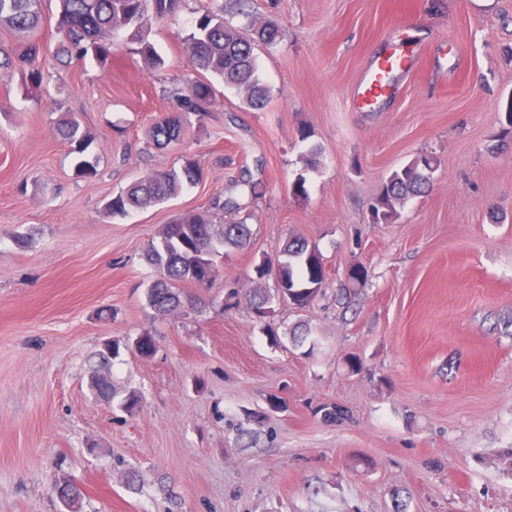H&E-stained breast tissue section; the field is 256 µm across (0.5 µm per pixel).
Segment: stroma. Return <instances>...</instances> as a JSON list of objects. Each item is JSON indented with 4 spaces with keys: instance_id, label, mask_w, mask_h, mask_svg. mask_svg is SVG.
Masks as SVG:
<instances>
[{
    "instance_id": "35a3bbf8",
    "label": "stroma",
    "mask_w": 512,
    "mask_h": 512,
    "mask_svg": "<svg viewBox=\"0 0 512 512\" xmlns=\"http://www.w3.org/2000/svg\"><path fill=\"white\" fill-rule=\"evenodd\" d=\"M206 2L153 22L157 71L123 31L106 66L60 63L58 0H43L41 90L0 79V512H62L61 475L83 512H512V149L497 146L512 0H251L281 33L258 53L267 105L218 87L204 122L159 148L150 129L191 75L184 39ZM405 33L415 54L398 98L354 107L364 69ZM67 112L95 178L74 174L56 131ZM421 153L438 160L429 190L370 223L384 179ZM188 155L200 185L105 213L113 193ZM244 166L257 194L236 184ZM220 193L249 213L250 245L224 256L214 287L183 285L197 309L157 315L148 247ZM293 236L320 250L326 292L277 305L274 346L249 310L252 266ZM354 264L369 277L346 296ZM145 332L156 353L121 350L116 393L97 399L103 343ZM334 403L347 419H323Z\"/></svg>"
}]
</instances>
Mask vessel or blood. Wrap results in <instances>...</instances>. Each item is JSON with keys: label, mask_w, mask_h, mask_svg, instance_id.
Wrapping results in <instances>:
<instances>
[{"label": "vessel or blood", "mask_w": 512, "mask_h": 512, "mask_svg": "<svg viewBox=\"0 0 512 512\" xmlns=\"http://www.w3.org/2000/svg\"><path fill=\"white\" fill-rule=\"evenodd\" d=\"M410 57L394 47L384 48L374 57L355 87L359 109L372 111L391 100L398 91L397 77L408 69Z\"/></svg>", "instance_id": "vessel-or-blood-1"}]
</instances>
